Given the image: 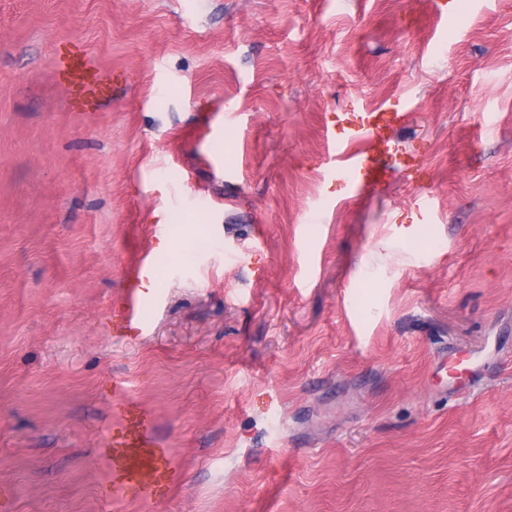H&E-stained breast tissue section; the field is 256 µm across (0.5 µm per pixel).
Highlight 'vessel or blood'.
I'll list each match as a JSON object with an SVG mask.
<instances>
[{
  "instance_id": "1",
  "label": "vessel or blood",
  "mask_w": 512,
  "mask_h": 512,
  "mask_svg": "<svg viewBox=\"0 0 512 512\" xmlns=\"http://www.w3.org/2000/svg\"><path fill=\"white\" fill-rule=\"evenodd\" d=\"M59 84L78 106L98 110L112 95V74L98 66L83 49L73 48L60 55L56 65ZM405 112H386L355 104L337 129L331 130L332 150L341 163L330 169L333 177H346L354 193L371 189L393 174L382 164V155L392 148L393 134L406 125ZM409 206L424 220L433 215V191L428 182H420ZM151 268L141 263L127 278V293L122 305L126 327L139 322L137 285L147 278ZM112 413L121 419L120 429L105 428L107 453L112 456V478L100 485L98 495L105 504L133 496L149 501L166 495L180 483L182 475L168 461L167 451L157 432L154 416L126 393L120 380H113Z\"/></svg>"
}]
</instances>
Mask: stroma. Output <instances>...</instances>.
I'll return each mask as SVG.
<instances>
[{
  "mask_svg": "<svg viewBox=\"0 0 512 512\" xmlns=\"http://www.w3.org/2000/svg\"><path fill=\"white\" fill-rule=\"evenodd\" d=\"M456 4L0 0V512H512V0ZM356 99L425 170L329 178ZM116 379L183 482L107 509ZM56 75L59 84L84 110H98L112 96V72L98 66L81 48L60 55ZM433 191L431 185L421 180L416 192L412 195L409 207L423 220H429L433 215ZM150 272V266L141 262L135 266L128 275V289L122 305V320L127 328H133L134 325L139 324V296L137 284L141 279L147 278Z\"/></svg>",
  "mask_w": 512,
  "mask_h": 512,
  "instance_id": "stroma-1",
  "label": "stroma"
}]
</instances>
